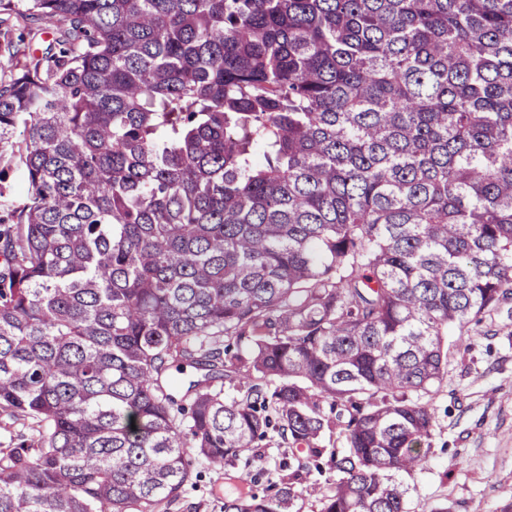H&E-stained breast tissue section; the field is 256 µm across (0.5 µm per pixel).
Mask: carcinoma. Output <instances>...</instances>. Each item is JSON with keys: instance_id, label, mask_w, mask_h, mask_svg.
<instances>
[{"instance_id": "1", "label": "carcinoma", "mask_w": 512, "mask_h": 512, "mask_svg": "<svg viewBox=\"0 0 512 512\" xmlns=\"http://www.w3.org/2000/svg\"><path fill=\"white\" fill-rule=\"evenodd\" d=\"M0 512H406L448 330L512 296V0H0ZM198 372L189 382L184 367ZM0 26V81L8 79L11 71L19 68V65L24 61L23 53H34L41 56L53 48L55 45V38L59 34L52 33L50 30H43L38 21L28 20L26 23H18L14 18H9L7 15H1ZM3 33H6L3 38ZM23 33L24 42H18V36ZM6 38L12 39L14 44L19 49L17 56L9 58L4 52V43ZM5 39V41H4ZM5 197L8 198L14 208H22L28 198L24 188V175L19 169H13L8 172L5 180L0 183ZM259 444L235 468L215 469L195 461L193 484L186 486L181 500L169 512H223L224 501L240 492L259 496L273 493V485H278L280 475L288 472V454L292 455L276 433L269 434ZM246 458L250 459L247 466ZM334 477V473H328V470L325 474L322 476H319L317 473H315L313 476H311L309 483L306 482L299 488H303L301 491V495L299 496L298 500L296 501V507L293 509L296 512H319L320 510V502L319 498L320 495L316 492H310L306 491L307 485L310 483H317L318 486L321 487L322 491L325 492L328 488V485L325 483V479L328 477Z\"/></svg>"}]
</instances>
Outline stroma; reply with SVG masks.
<instances>
[{
  "instance_id": "obj_1",
  "label": "stroma",
  "mask_w": 512,
  "mask_h": 512,
  "mask_svg": "<svg viewBox=\"0 0 512 512\" xmlns=\"http://www.w3.org/2000/svg\"><path fill=\"white\" fill-rule=\"evenodd\" d=\"M0 32L18 40L19 54L0 49V81L22 63L23 53L45 54L55 33L38 21L0 19ZM448 372L423 400L435 422L428 463L408 477L407 512H512V299L463 331H450ZM289 451L269 434L249 455V465L216 469L193 464V482L170 512H223L239 493L273 492Z\"/></svg>"
}]
</instances>
